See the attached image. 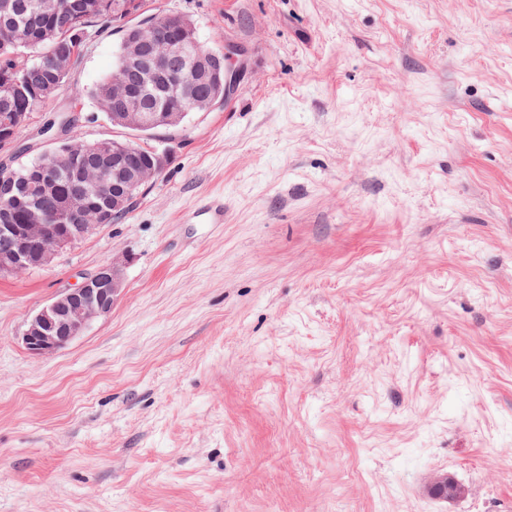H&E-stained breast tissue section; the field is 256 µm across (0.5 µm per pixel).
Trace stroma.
Listing matches in <instances>:
<instances>
[{
    "label": "stroma",
    "instance_id": "obj_1",
    "mask_svg": "<svg viewBox=\"0 0 512 512\" xmlns=\"http://www.w3.org/2000/svg\"><path fill=\"white\" fill-rule=\"evenodd\" d=\"M147 3L244 73L124 217L0 277V512H512V0ZM118 47L22 160L63 112L133 138L91 95ZM120 253L111 313L31 354ZM437 472L464 496L429 498ZM127 255L115 256L77 288H67L41 308L23 332L25 348L49 355L68 347L96 320L109 315L124 288Z\"/></svg>",
    "mask_w": 512,
    "mask_h": 512
}]
</instances>
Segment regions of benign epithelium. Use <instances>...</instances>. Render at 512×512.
I'll use <instances>...</instances> for the list:
<instances>
[{
  "instance_id": "obj_1",
  "label": "benign epithelium",
  "mask_w": 512,
  "mask_h": 512,
  "mask_svg": "<svg viewBox=\"0 0 512 512\" xmlns=\"http://www.w3.org/2000/svg\"><path fill=\"white\" fill-rule=\"evenodd\" d=\"M141 0H125L120 11L112 18L124 25L141 12ZM12 4L0 3L3 23L0 33L5 36H22L16 22L10 18ZM161 40L144 38L137 30L129 32L125 40L127 68L124 76L112 82L108 112L112 119L138 128H150L166 124V114L156 119L132 106L141 94L143 81L153 80L171 96L186 94L179 76L187 74L192 80L195 93L192 98L197 112H210L220 106L217 94L202 91L203 78H212V70L206 67L208 56L185 50V45H198L196 30L186 19L177 14L165 17ZM70 50L58 47L46 56L44 66L32 80L23 84L0 81V97L9 103L29 90L44 100L55 101L62 95L60 81L71 74L67 59ZM138 150L116 141L99 142L92 153H82L67 145L40 155L38 175L29 183H13V162L3 159L0 165V276L16 275L33 268H43L52 263L59 251L77 240L93 233L105 222V215L90 223L83 215L69 210V218L75 224H62L55 234L48 233L51 219L58 210L46 203L56 198L57 176L62 169L78 168L91 180L97 196L112 204V211L130 207L133 189L153 182L165 168L168 153L152 149L153 158L143 163ZM40 196L43 203L24 205V221L12 223L14 210L21 199L30 193ZM129 263L126 255L115 256L86 278L77 288H67L50 303L41 308L29 321L23 332L25 348L35 355H49L68 347L96 320L109 315L124 288V271ZM428 494L437 500L456 497V486L445 473L434 474L428 483Z\"/></svg>"
}]
</instances>
